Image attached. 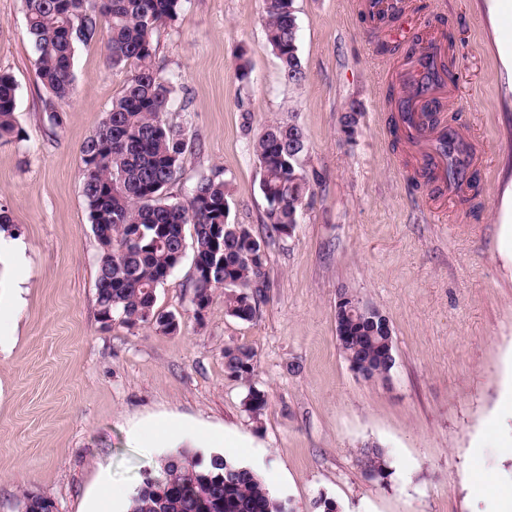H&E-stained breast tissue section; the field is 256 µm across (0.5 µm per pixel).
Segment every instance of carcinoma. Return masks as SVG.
<instances>
[{
    "mask_svg": "<svg viewBox=\"0 0 512 512\" xmlns=\"http://www.w3.org/2000/svg\"><path fill=\"white\" fill-rule=\"evenodd\" d=\"M183 0H24L27 34L35 51L36 72L53 96L46 111L57 124L56 105L74 90V55L80 44L100 41L112 68L135 67L120 95L80 148L82 193L100 246L96 288L99 321L134 328L149 325L173 332L178 321L155 309L156 291L178 263L186 246V226L193 227L194 272L191 303L195 318L208 308L213 291L224 289V309L243 321L255 318L268 288L263 241L245 224L229 223L225 181L203 177L183 199L168 193L177 180L190 146L185 129L166 118L177 80L163 78L152 63L153 36L158 26L176 20ZM265 38L279 61L282 79L298 84L305 72L298 50L294 0H262ZM16 85L0 73V139L19 135L14 113ZM404 127L419 135L434 126L423 113L414 118L400 108ZM433 149L448 157V181L470 183L462 157V140L438 138ZM259 161V187L272 232L288 235L299 223L312 194L301 165L306 137L298 123L265 128L254 143ZM377 311L369 309L349 322L351 339L340 344L347 361L366 362L369 381L385 383L396 364L383 358L386 337ZM256 366L254 351L245 345L224 347L226 372L247 380ZM265 392L250 389L246 408L255 418L267 406ZM364 473L385 481L392 474L386 451L360 449ZM126 512H292L253 468L232 461L220 450L202 453L180 448L162 456L156 468L143 471L128 499Z\"/></svg>",
    "mask_w": 512,
    "mask_h": 512,
    "instance_id": "carcinoma-1",
    "label": "carcinoma"
}]
</instances>
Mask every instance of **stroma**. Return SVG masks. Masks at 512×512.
Listing matches in <instances>:
<instances>
[{
    "label": "stroma",
    "mask_w": 512,
    "mask_h": 512,
    "mask_svg": "<svg viewBox=\"0 0 512 512\" xmlns=\"http://www.w3.org/2000/svg\"><path fill=\"white\" fill-rule=\"evenodd\" d=\"M379 21L356 0H296L306 73L285 84L266 42L262 0H184L158 28L153 61L183 88L169 123L198 135L171 195L203 177L229 182L233 224L266 240L269 288L253 320L224 312L215 290L203 320L191 305L193 256L156 292L179 328L103 327L95 285L99 244L82 194L80 147L120 95L127 70L102 43L78 46L75 89L58 126L43 110L23 0H0V72L16 89L18 136L0 139V207L26 261L22 304L0 312V512L24 493L57 512H124L145 469L167 451L156 433L239 434L227 457L251 466L295 512L325 497L336 512H491L476 473L491 469L512 494V265L501 196L512 181V91L498 49L512 47V14L487 0H409ZM444 37L456 75L443 122L475 155L476 198H433L428 143L396 141L395 97L413 44ZM246 54L247 81L236 75ZM250 120H243L242 109ZM360 119L354 139L340 116ZM297 120L313 193L291 236H270L253 143L268 124ZM348 291L388 319L396 347L390 383L351 371L336 338ZM256 353L249 381L230 377L224 348ZM268 405L252 417L249 388ZM384 448L392 473L367 478L360 448Z\"/></svg>",
    "instance_id": "1"
}]
</instances>
